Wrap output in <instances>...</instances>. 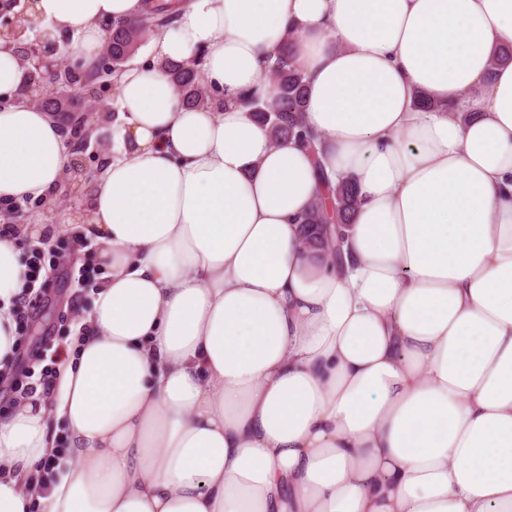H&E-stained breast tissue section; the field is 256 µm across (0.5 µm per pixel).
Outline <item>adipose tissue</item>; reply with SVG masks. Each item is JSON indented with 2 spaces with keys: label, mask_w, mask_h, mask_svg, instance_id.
<instances>
[{
  "label": "adipose tissue",
  "mask_w": 512,
  "mask_h": 512,
  "mask_svg": "<svg viewBox=\"0 0 512 512\" xmlns=\"http://www.w3.org/2000/svg\"><path fill=\"white\" fill-rule=\"evenodd\" d=\"M145 10L30 7L87 68ZM288 40L321 172L237 103ZM510 47L512 0H188L117 78L87 224L111 276L60 385L0 415V512H512ZM198 53L208 108L163 69ZM29 70L0 37L2 203L71 163ZM323 173L357 187L339 265L299 222ZM45 230L0 237V373Z\"/></svg>",
  "instance_id": "obj_1"
}]
</instances>
